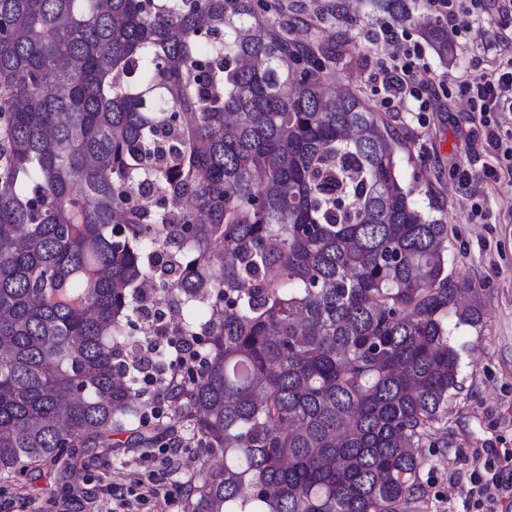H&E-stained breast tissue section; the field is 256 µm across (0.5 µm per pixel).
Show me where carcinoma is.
<instances>
[{
  "instance_id": "carcinoma-1",
  "label": "carcinoma",
  "mask_w": 512,
  "mask_h": 512,
  "mask_svg": "<svg viewBox=\"0 0 512 512\" xmlns=\"http://www.w3.org/2000/svg\"><path fill=\"white\" fill-rule=\"evenodd\" d=\"M413 21L441 63L445 14ZM284 0H0V483L152 448V381L224 466L184 512H411L459 389L453 336L484 324L415 207L388 113L336 55L258 20ZM206 336L153 376L135 288ZM126 434L122 442L112 440Z\"/></svg>"
}]
</instances>
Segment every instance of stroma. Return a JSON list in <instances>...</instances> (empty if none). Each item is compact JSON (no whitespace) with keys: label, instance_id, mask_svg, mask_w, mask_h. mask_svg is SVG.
Instances as JSON below:
<instances>
[{"label":"stroma","instance_id":"1","mask_svg":"<svg viewBox=\"0 0 512 512\" xmlns=\"http://www.w3.org/2000/svg\"><path fill=\"white\" fill-rule=\"evenodd\" d=\"M289 9L279 20L290 38L310 40L341 50L334 73L338 88L361 93L372 107L380 95L368 81L379 60L395 47L381 27L403 32L404 46H419L431 76L460 72L465 64H484L483 48L506 36L512 38V14L487 18L451 32L455 59L442 65L424 47L412 22L391 14H371L364 0H287ZM407 151L398 159L400 174L413 186L417 208L441 219L449 228V268L453 276L477 288L485 309L481 330L461 328L455 342L464 349L462 387L448 400V431L436 433L435 447L426 449L428 463L421 479L425 498L413 512H473L471 476L482 473L486 482L512 484V173L485 188L484 215L474 214L472 201L458 190L449 175L454 161L473 170L495 164L485 146V128L465 101L449 100L448 89L436 86L429 111L393 115ZM195 448L124 451L105 459H84L81 477L62 491L56 474L22 479L9 492H0V512H83L86 499L110 482L124 483L129 473L140 478L162 476L172 492L165 504L147 502L140 512H183L187 484L200 466H218Z\"/></svg>","mask_w":512,"mask_h":512}]
</instances>
